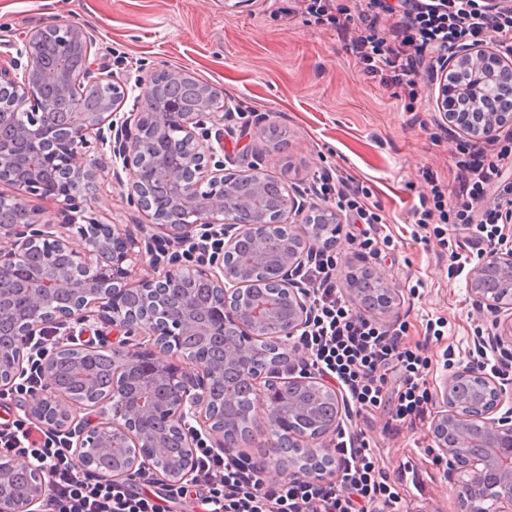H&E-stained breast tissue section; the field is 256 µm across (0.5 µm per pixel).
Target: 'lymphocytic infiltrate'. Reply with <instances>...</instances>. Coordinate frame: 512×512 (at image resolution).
I'll return each mask as SVG.
<instances>
[{
	"instance_id": "lymphocytic-infiltrate-1",
	"label": "lymphocytic infiltrate",
	"mask_w": 512,
	"mask_h": 512,
	"mask_svg": "<svg viewBox=\"0 0 512 512\" xmlns=\"http://www.w3.org/2000/svg\"><path fill=\"white\" fill-rule=\"evenodd\" d=\"M307 12L316 24L348 37L365 75L412 98L420 72L432 71L456 49L489 44L498 55L512 58V12L477 0H353L349 9L337 0H309ZM452 156L454 196L432 186L412 215L421 226L435 220L447 225L454 241L450 258L462 270L471 254L505 242L498 223L503 197L512 193L506 183L512 146L495 137L459 139ZM310 193L352 215L356 229L349 238L361 254L375 258L390 248V236L378 233L385 218L369 187L324 167L313 174ZM338 265L337 255L325 245L310 250L299 265L296 275L312 317L293 347L308 353L315 373L336 382L356 414L380 408L393 393V422L425 420L433 406L428 357L407 346L406 323L393 328L356 310L337 285ZM333 448L342 457L337 473L271 482L251 456L204 444L196 450L192 486L158 488L147 471L123 482L81 474L62 434L43 432L26 420L0 431V455L23 456L44 468L49 484L44 512H171L191 491L203 512H401L402 498L363 433L340 430Z\"/></svg>"
}]
</instances>
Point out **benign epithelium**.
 <instances>
[{"instance_id":"1","label":"benign epithelium","mask_w":512,"mask_h":512,"mask_svg":"<svg viewBox=\"0 0 512 512\" xmlns=\"http://www.w3.org/2000/svg\"><path fill=\"white\" fill-rule=\"evenodd\" d=\"M54 35L59 51L80 53L75 69L41 62L43 41ZM93 38L80 25L55 21L39 28L15 44V53L0 58V198L14 204L13 219L0 224V318L18 317L9 331L10 341L0 348V397H8L23 376L28 350L49 329L65 336H81L90 322L112 326L115 333L135 332L153 338V348L126 353L112 349V393L91 403L67 399L56 381L55 364L66 350L97 352L89 342L60 345L40 353V373L52 391L33 392L25 400L24 412L69 434V447L84 467L98 472L89 455L90 441L101 448H124L125 462L105 473L122 479L137 469L149 468L167 484H179L195 469V448L206 438L213 448H237L256 436L269 437L264 462H274L292 476L304 472L285 462L273 433L288 438L311 460L331 456L327 437L336 432L343 405L336 389L307 373L292 375L299 351L291 339L307 322L305 293L296 287L292 272L320 239L309 211L296 203L286 187L277 185L283 201L275 213L264 214L258 223L240 219V203L231 191L234 177L224 174V163L215 160L216 149L205 142L207 124L224 123V91L201 82L187 71L169 73V81H192L201 96V107L183 108L175 95L158 93L147 83V104L141 112H120L113 98L103 100L99 111L88 112L78 88L112 86L124 99L127 89L113 83L112 70L95 71L90 55ZM466 77L459 72L460 58L443 59L448 81L439 88L443 116L466 133L490 138L500 128L512 126V70L501 68L499 57L481 47L465 53ZM53 89L64 97L71 119L62 122L45 98ZM107 150L112 162L129 176L130 199L145 213L163 238L188 246L206 239L216 227H230L220 252L209 263L169 267L156 259L153 273L133 285L130 267L136 263L134 248L140 243L118 224H103L90 217L83 223L67 218L65 225L45 222L29 206L27 197L43 200H76L93 185L96 159L91 143ZM152 152L156 173L143 169L140 157ZM208 187L200 196L198 189ZM293 218L280 254L270 264L262 254L240 255L245 242L263 238L274 224ZM265 279L251 282L248 304L239 303L246 276L255 268ZM467 287L476 308L495 316L496 347L512 356V244L481 258L467 273ZM357 309L379 318L394 313L400 304L398 290L388 286L369 296L360 288L350 289ZM158 297L160 305L140 314L125 312L131 297ZM193 335L203 330L219 345V363L202 364L187 358L183 346L170 335V324ZM229 329L249 343L263 339L284 350L265 371L241 365L244 347L224 341ZM188 359L180 368L166 357ZM237 366L252 399L246 435L224 420V406L235 402L231 389L218 392L224 369ZM287 375L282 385L291 392L310 391L332 401V410L319 414L299 401L284 412L268 392L273 379ZM511 403L501 411L505 403ZM437 411L431 436L445 459L457 512H482L481 502L493 500L497 512H512V389L475 365L460 367L446 376L436 398ZM81 410L97 412L95 422L76 416ZM195 421L197 426L190 425ZM180 435L183 455L176 462L164 455L162 434ZM48 495L43 468L12 460L0 462V512H42Z\"/></svg>"}]
</instances>
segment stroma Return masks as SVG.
<instances>
[{
  "mask_svg": "<svg viewBox=\"0 0 512 512\" xmlns=\"http://www.w3.org/2000/svg\"><path fill=\"white\" fill-rule=\"evenodd\" d=\"M283 0H0V53L53 20L76 21L94 34L90 60L111 65L132 111L141 83L161 71L187 70L221 88L229 107L256 112L248 136H211L225 172L260 169L297 193L313 173L333 165L371 188L396 248L378 260L363 258L346 236L335 252L342 272L371 268L401 303L388 324L407 322L410 342L423 343L432 361L429 389L437 391L452 366L468 363L474 343L491 338L489 316L479 313L464 277L448 274V248L438 238L411 239V211L432 182L452 188V144L433 137L442 72L421 78L419 94L367 78L334 28L308 15L282 13ZM95 179L99 203L77 198L80 209L121 225L144 240L145 216L115 180L112 159L98 153ZM444 324L440 341L426 340V323ZM395 400L353 422L369 439L407 512H456L445 463H434L431 425L387 424Z\"/></svg>",
  "mask_w": 512,
  "mask_h": 512,
  "instance_id": "1",
  "label": "stroma"
}]
</instances>
